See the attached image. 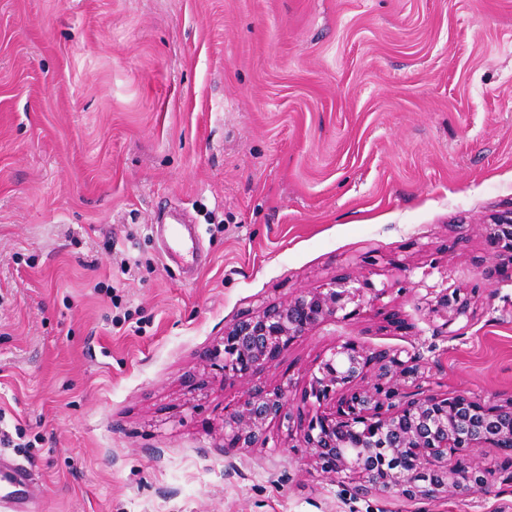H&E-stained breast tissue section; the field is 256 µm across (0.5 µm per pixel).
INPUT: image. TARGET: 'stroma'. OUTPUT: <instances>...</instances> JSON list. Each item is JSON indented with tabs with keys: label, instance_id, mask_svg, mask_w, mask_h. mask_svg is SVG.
I'll list each match as a JSON object with an SVG mask.
<instances>
[{
	"label": "stroma",
	"instance_id": "stroma-1",
	"mask_svg": "<svg viewBox=\"0 0 512 512\" xmlns=\"http://www.w3.org/2000/svg\"><path fill=\"white\" fill-rule=\"evenodd\" d=\"M202 233L194 275L161 207ZM512 0H0V444L38 512H512L490 493L356 497L270 423L224 448L252 386L338 343L419 354L440 393L512 397ZM350 275L385 289L253 381L203 362L239 317ZM476 289L440 334L426 297ZM398 312L408 329L387 326ZM483 226L488 251L486 281L493 284L512 279V212L494 216Z\"/></svg>",
	"mask_w": 512,
	"mask_h": 512
}]
</instances>
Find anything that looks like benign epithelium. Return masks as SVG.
I'll return each instance as SVG.
<instances>
[{
	"label": "benign epithelium",
	"instance_id": "1",
	"mask_svg": "<svg viewBox=\"0 0 512 512\" xmlns=\"http://www.w3.org/2000/svg\"><path fill=\"white\" fill-rule=\"evenodd\" d=\"M490 284L512 278V212L484 224ZM386 290L367 280L341 277L267 305L224 329L221 344L205 355L224 379L244 381L277 362L317 326L359 314ZM441 332L474 314L471 292L456 289L429 301ZM374 350L354 340L337 344L309 375L303 400L317 409L293 415L289 385L247 392L224 416V447L265 443L266 424L277 420L287 437L318 467L352 480L359 496L398 494L423 500L473 493L491 485L481 465L448 467V455L489 446L512 455V399L493 403L466 393L441 395L423 386L421 356Z\"/></svg>",
	"mask_w": 512,
	"mask_h": 512
}]
</instances>
